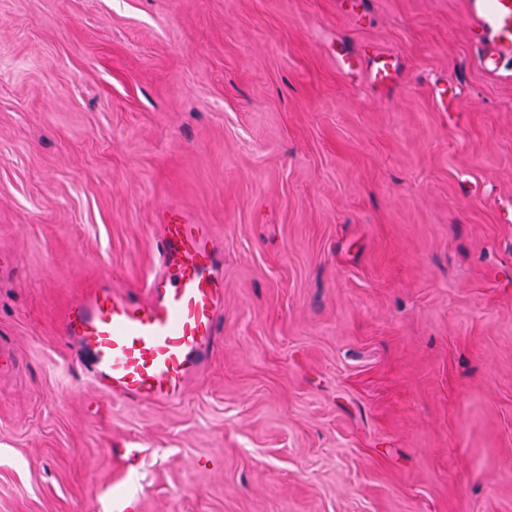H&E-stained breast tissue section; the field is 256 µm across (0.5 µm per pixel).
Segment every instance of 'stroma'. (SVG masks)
Instances as JSON below:
<instances>
[{"label": "stroma", "instance_id": "stroma-1", "mask_svg": "<svg viewBox=\"0 0 512 512\" xmlns=\"http://www.w3.org/2000/svg\"><path fill=\"white\" fill-rule=\"evenodd\" d=\"M352 6L0 0V512H512V80L465 0ZM172 211L222 334L179 401L118 402L60 319Z\"/></svg>", "mask_w": 512, "mask_h": 512}]
</instances>
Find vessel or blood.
Segmentation results:
<instances>
[{
  "instance_id": "vessel-or-blood-1",
  "label": "vessel or blood",
  "mask_w": 512,
  "mask_h": 512,
  "mask_svg": "<svg viewBox=\"0 0 512 512\" xmlns=\"http://www.w3.org/2000/svg\"><path fill=\"white\" fill-rule=\"evenodd\" d=\"M477 68L512 77V0H467ZM159 269L138 292L101 286L60 321L84 373L112 398L176 401L214 349L224 309V273L210 225L170 215L155 242Z\"/></svg>"
}]
</instances>
